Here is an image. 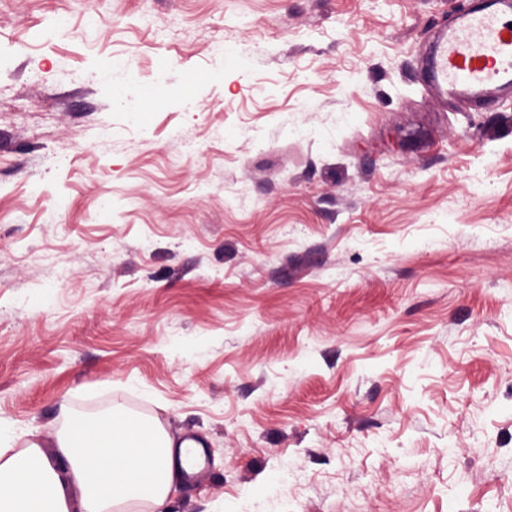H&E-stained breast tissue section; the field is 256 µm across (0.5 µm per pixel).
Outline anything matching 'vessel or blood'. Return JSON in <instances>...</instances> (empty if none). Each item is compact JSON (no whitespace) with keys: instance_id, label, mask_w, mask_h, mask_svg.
<instances>
[{"instance_id":"vessel-or-blood-1","label":"vessel or blood","mask_w":512,"mask_h":512,"mask_svg":"<svg viewBox=\"0 0 512 512\" xmlns=\"http://www.w3.org/2000/svg\"><path fill=\"white\" fill-rule=\"evenodd\" d=\"M430 80L444 94H485L512 87V15L483 7L444 32L434 49Z\"/></svg>"}]
</instances>
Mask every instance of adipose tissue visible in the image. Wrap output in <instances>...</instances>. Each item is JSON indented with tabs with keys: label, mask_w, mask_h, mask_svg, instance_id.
Returning <instances> with one entry per match:
<instances>
[{
	"label": "adipose tissue",
	"mask_w": 512,
	"mask_h": 512,
	"mask_svg": "<svg viewBox=\"0 0 512 512\" xmlns=\"http://www.w3.org/2000/svg\"><path fill=\"white\" fill-rule=\"evenodd\" d=\"M0 428V512H113L117 501L163 507L180 475L173 440L153 421L115 413L72 423L46 455L8 454Z\"/></svg>",
	"instance_id": "obj_1"
}]
</instances>
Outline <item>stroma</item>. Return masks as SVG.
<instances>
[{"label": "stroma", "mask_w": 512, "mask_h": 512, "mask_svg": "<svg viewBox=\"0 0 512 512\" xmlns=\"http://www.w3.org/2000/svg\"><path fill=\"white\" fill-rule=\"evenodd\" d=\"M469 5L0 0L14 451L119 407L208 448L167 512H512V93L424 76ZM166 96V91L158 85H148L141 88L137 101L132 104L128 112H146L150 108L161 104Z\"/></svg>", "instance_id": "stroma-1"}]
</instances>
